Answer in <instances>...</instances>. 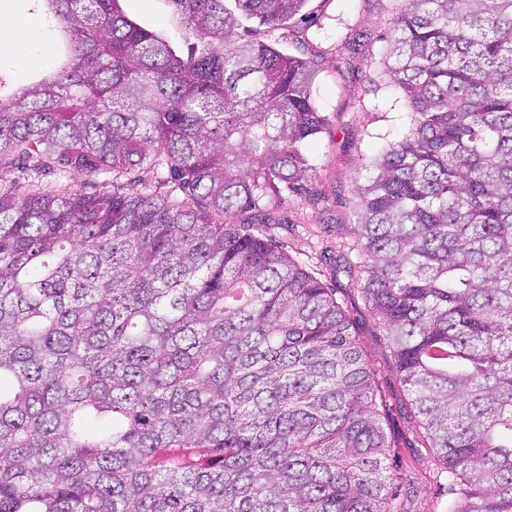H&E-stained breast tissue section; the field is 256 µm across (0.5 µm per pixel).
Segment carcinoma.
<instances>
[{
  "label": "carcinoma",
  "instance_id": "obj_1",
  "mask_svg": "<svg viewBox=\"0 0 512 512\" xmlns=\"http://www.w3.org/2000/svg\"><path fill=\"white\" fill-rule=\"evenodd\" d=\"M33 2L64 58L0 75V512H401L347 310L232 221L310 193L313 71L224 0H172L186 57L120 0ZM235 2L274 31L307 0ZM389 42L410 121L360 164L336 272L446 512H512V0H401ZM68 171L105 190L45 181Z\"/></svg>",
  "mask_w": 512,
  "mask_h": 512
}]
</instances>
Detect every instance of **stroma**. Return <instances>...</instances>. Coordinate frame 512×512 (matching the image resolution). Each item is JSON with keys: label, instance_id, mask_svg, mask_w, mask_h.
Masks as SVG:
<instances>
[{"label": "stroma", "instance_id": "1", "mask_svg": "<svg viewBox=\"0 0 512 512\" xmlns=\"http://www.w3.org/2000/svg\"><path fill=\"white\" fill-rule=\"evenodd\" d=\"M126 15L163 37L180 54L198 39L186 29L173 0H122ZM399 0H307L283 29L242 20L254 38L277 42L314 72L313 97L329 118L307 152L316 164L309 197H290L269 208L268 227L287 253L309 268L325 269L326 257L352 246L362 157L396 140L410 114L385 68L388 36ZM329 287L355 322L357 340L386 401L382 426L392 442V487L402 512H444L448 476L433 449L422 447L419 428L388 341L356 280L327 274Z\"/></svg>", "mask_w": 512, "mask_h": 512}]
</instances>
